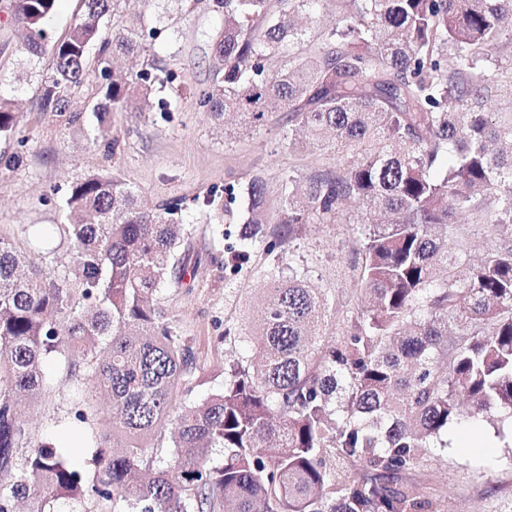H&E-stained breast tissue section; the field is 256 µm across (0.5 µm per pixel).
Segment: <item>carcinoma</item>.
I'll list each match as a JSON object with an SVG mask.
<instances>
[{
	"mask_svg": "<svg viewBox=\"0 0 512 512\" xmlns=\"http://www.w3.org/2000/svg\"><path fill=\"white\" fill-rule=\"evenodd\" d=\"M122 1L81 0L40 74L42 115L67 112L95 42L103 65L146 50L152 29L102 38ZM318 2L210 4L224 75L199 96L207 117L256 128L284 112L288 146L302 131L338 160L288 173L274 200L259 176L242 188L233 266L263 249L268 287L219 393L186 401L203 370L160 301L195 274L179 204L148 210L117 176L86 174L65 200L66 250L43 252L61 271L0 237V512H49L60 499L103 512L118 501L136 512H438L397 478L467 415L512 421V72L486 75L492 49L512 41V0H350L351 15L311 36L295 17ZM56 3L13 0L36 65ZM311 41L314 52L294 53ZM284 55L287 68L266 69ZM101 76L96 138L113 155L111 116L136 110V90L105 67ZM19 122L1 97L0 138ZM345 201L387 221L360 227L354 268L371 303L339 313L273 252L300 224L335 223ZM468 226L489 241L477 264L448 250ZM331 319L344 331L330 343ZM66 351L67 374L106 393L112 420L84 468L51 445H23L17 413L49 390L44 360ZM344 464L354 473L341 476Z\"/></svg>",
	"mask_w": 512,
	"mask_h": 512,
	"instance_id": "cac0c4a2",
	"label": "carcinoma"
}]
</instances>
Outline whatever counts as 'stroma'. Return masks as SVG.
<instances>
[{"label": "stroma", "instance_id": "35a3bbf8", "mask_svg": "<svg viewBox=\"0 0 512 512\" xmlns=\"http://www.w3.org/2000/svg\"><path fill=\"white\" fill-rule=\"evenodd\" d=\"M210 3L161 0L158 9L140 15L123 9L108 19L109 35L133 25L158 32L146 51L114 59L111 69L130 80L151 67L159 69L145 110L113 116L111 134L119 147L109 156L93 142L94 101L87 92L72 99L67 117H38L40 78L20 50L11 0H0V95L15 99L23 114L13 136L0 139V154L22 156L18 168H0V235L28 253L35 252L40 233L60 242L64 200L72 181L82 174H115L138 191L149 209L180 202L179 221L195 228L192 249L199 265L194 280L165 290L163 297L169 314L192 337L204 370L206 382L193 394L197 400L218 393L225 364L244 353V344L234 336L264 285L260 258H252L248 269L239 272L229 263L239 245L237 230L244 212L243 201H230L229 187H243L259 174L273 192L288 172L308 175L337 163L334 152L309 145L289 147L280 115L258 129L230 130L213 124L199 110L198 96L213 87L219 67L211 37L221 18ZM207 199L230 205L233 211L223 239L205 232L201 206ZM362 222L361 210L345 204L336 223L299 225L282 255L283 264L308 269L312 282L327 289L341 311L361 305L353 259ZM64 365L61 356L46 362L50 392L23 407V420L32 443L56 446L61 436H68L67 455L84 466L93 454V435L107 431L110 424L101 400L88 386L69 379ZM461 426L494 437L496 449L489 459L452 447L405 478L422 496L442 501L445 512H499L512 504V437L501 435L500 424L490 417L469 418Z\"/></svg>", "mask_w": 512, "mask_h": 512}]
</instances>
